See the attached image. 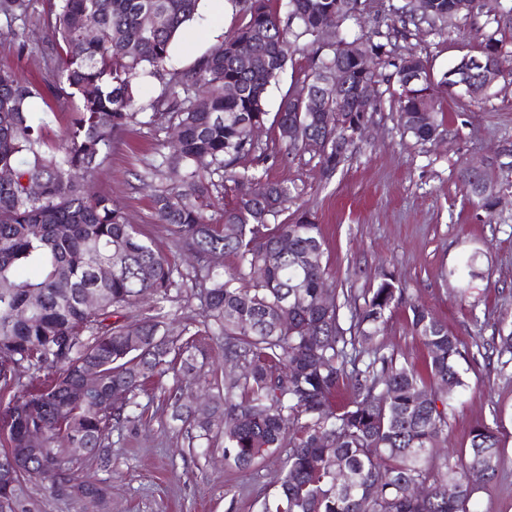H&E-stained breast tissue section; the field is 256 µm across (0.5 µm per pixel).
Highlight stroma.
<instances>
[{
    "label": "stroma",
    "instance_id": "1",
    "mask_svg": "<svg viewBox=\"0 0 512 512\" xmlns=\"http://www.w3.org/2000/svg\"><path fill=\"white\" fill-rule=\"evenodd\" d=\"M487 4L475 0L472 13L449 20L443 35L413 31L399 42V51H416L434 73L446 71L486 33ZM199 13L181 30L171 68L192 72L200 57L219 50L240 24L242 6L238 0H202ZM31 21L27 50L0 38V69L23 83L51 77L40 52L52 31L47 0H32ZM439 99L438 143L402 135L384 101L367 113L365 131L332 179L322 177L317 159L307 153L268 160V177L295 186V206L315 214L326 242L323 262L336 288L360 297L376 285L381 268L396 270L408 299L425 304L458 338L467 387L454 402L443 446L464 451L476 425L499 423L503 448L497 477L476 494L472 507L474 512H512V363L478 353L512 333V80L500 81L494 96L480 104L444 91ZM32 110L44 117L45 141L55 146L66 130L71 103L48 95L35 99ZM155 144L152 127L128 125L88 189L112 197L129 223L169 252L172 238L157 224L151 192L139 180ZM487 155L497 158L500 192L490 224L462 197L457 179L460 167ZM472 254L481 274L461 280L454 271ZM410 315L406 302L397 305L373 345L421 368L428 352L411 331ZM161 399L158 391L140 396L146 421L113 432L109 467L88 455L79 460L82 470L109 486V512H260L264 498L276 491L286 449L247 471L227 464L220 446L193 454Z\"/></svg>",
    "mask_w": 512,
    "mask_h": 512
}]
</instances>
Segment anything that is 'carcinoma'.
Here are the masks:
<instances>
[{
  "mask_svg": "<svg viewBox=\"0 0 512 512\" xmlns=\"http://www.w3.org/2000/svg\"><path fill=\"white\" fill-rule=\"evenodd\" d=\"M240 25L217 53L202 57L190 74L168 71L172 44L193 20L200 0H54L53 42L43 49L53 63L52 81L21 83L0 71V501L17 504L21 483L34 481L53 497L65 496L80 512H106L109 489L96 475L78 471L71 448H87L106 468L112 432L141 419L139 395L153 379L173 375L166 404L201 440H224V460L247 471L264 456L288 449L276 494L261 512H470L479 486L488 483L501 453L498 428L479 424L468 451L433 462L448 428L452 400L465 386L457 367L462 351L448 326L426 307L409 302L410 327L428 350L427 374L393 352L365 353L394 305L405 301L400 276L385 269L356 304L348 291L327 285L324 240L308 209L291 222L273 219L288 209L296 188L267 178L268 147L252 138L256 125L281 131L297 120L301 136L278 138L290 155L309 152L317 140L322 174L331 178L355 140L360 93L379 102L382 82H395L392 111L402 134L433 142L439 129L434 87L478 78L480 64L512 76V50L495 35L482 37L472 55L435 79L423 57L396 54L392 42L407 39L409 26L427 23L439 34L461 0H406L395 9L399 24L376 27L349 41L341 26L367 7V0H244ZM30 0H0V22L18 49L28 47ZM336 27L321 26L327 11ZM512 15V5L491 0L487 23ZM94 19L95 36L87 22ZM360 43L366 54L349 47ZM308 52L303 78L269 116V85L298 52ZM343 67L347 85L336 86ZM168 75L162 99L151 104L147 124L177 143L157 140L155 158L140 180L153 192L156 222L190 254L182 267L129 223L106 195L85 191L87 176L112 150V142L143 107L135 84L143 73ZM453 77H448V74ZM234 84L237 95L225 87ZM48 90L75 103L63 144L44 149V118L31 112ZM205 108L195 106L199 93ZM303 101L304 111H296ZM464 196L490 223L494 166L481 174L458 171ZM39 184L33 195L29 186ZM265 191L253 192L255 184ZM230 196L221 222L211 210L217 196ZM289 247H279L282 241ZM234 256L224 268L217 254ZM112 275L99 279L96 268ZM199 290L203 328L192 330L172 309L186 283ZM97 294L90 310L84 295ZM223 341L224 363L247 373L224 374L213 405L202 412L183 402L180 378L196 369L209 340ZM94 360L96 386H83L81 371ZM125 394L117 404L112 397ZM41 446L42 457L17 463L16 449ZM455 494L448 495V487ZM423 488L417 494L415 489Z\"/></svg>",
  "mask_w": 512,
  "mask_h": 512,
  "instance_id": "obj_1",
  "label": "carcinoma"
}]
</instances>
